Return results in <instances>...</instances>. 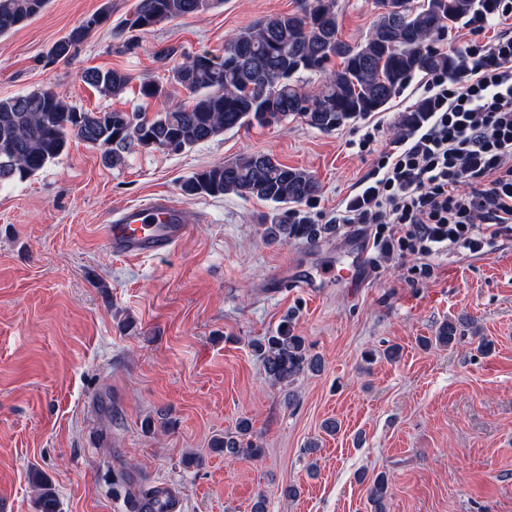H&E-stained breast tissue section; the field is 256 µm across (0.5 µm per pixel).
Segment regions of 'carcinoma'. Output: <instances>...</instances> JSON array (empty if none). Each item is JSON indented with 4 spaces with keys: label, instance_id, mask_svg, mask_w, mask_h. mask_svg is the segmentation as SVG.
<instances>
[{
    "label": "carcinoma",
    "instance_id": "cac0c4a2",
    "mask_svg": "<svg viewBox=\"0 0 512 512\" xmlns=\"http://www.w3.org/2000/svg\"><path fill=\"white\" fill-rule=\"evenodd\" d=\"M49 0H0V36L38 15ZM213 0H139L129 32L149 31L207 10ZM378 13L365 40L352 44L340 35L337 0H308L303 10L277 15L245 29L224 43V55L186 57L171 70L170 80L189 92L190 103L165 105L152 115L89 112L46 89L0 98V186L22 182L58 159L76 139L117 167L136 148L180 152L226 131L279 125L298 117L321 131L381 112L417 74L451 72L457 56L434 42L461 23L494 14L497 0H376ZM107 15L100 11L75 27L50 50L53 62L68 59ZM323 75L320 91L310 95L299 84L302 74ZM83 81L104 95L118 96L130 84L117 70L89 68ZM429 104L419 101L396 130L419 124ZM187 196L235 194L274 205L264 237L270 243L288 238L316 241L326 227L300 219L294 206L314 198L320 185L311 173L290 167L270 153H254L199 170L180 183ZM463 333L454 321L442 323L421 345L451 347ZM265 378L286 386L320 368L304 337L291 321L250 343ZM228 457L259 454L243 420L215 442ZM38 512H59L54 485L40 471L31 472ZM389 492L379 474L369 488L379 505Z\"/></svg>",
    "mask_w": 512,
    "mask_h": 512
}]
</instances>
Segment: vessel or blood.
I'll return each instance as SVG.
<instances>
[{
  "mask_svg": "<svg viewBox=\"0 0 512 512\" xmlns=\"http://www.w3.org/2000/svg\"><path fill=\"white\" fill-rule=\"evenodd\" d=\"M102 230L113 253L137 258L170 253L186 237L189 226L180 205L170 196L159 195L129 206Z\"/></svg>",
  "mask_w": 512,
  "mask_h": 512,
  "instance_id": "vessel-or-blood-1",
  "label": "vessel or blood"
}]
</instances>
